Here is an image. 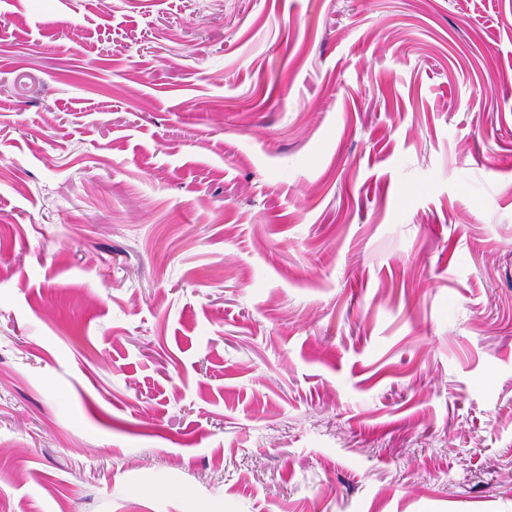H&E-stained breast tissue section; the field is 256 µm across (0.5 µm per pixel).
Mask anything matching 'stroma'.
I'll return each mask as SVG.
<instances>
[{"mask_svg": "<svg viewBox=\"0 0 512 512\" xmlns=\"http://www.w3.org/2000/svg\"><path fill=\"white\" fill-rule=\"evenodd\" d=\"M0 512H512V0H0Z\"/></svg>", "mask_w": 512, "mask_h": 512, "instance_id": "1", "label": "stroma"}]
</instances>
